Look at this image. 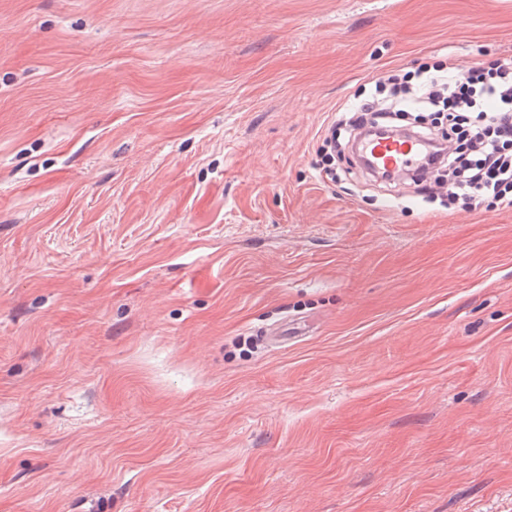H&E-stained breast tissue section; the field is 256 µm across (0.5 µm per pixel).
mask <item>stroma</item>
<instances>
[{
	"mask_svg": "<svg viewBox=\"0 0 512 512\" xmlns=\"http://www.w3.org/2000/svg\"><path fill=\"white\" fill-rule=\"evenodd\" d=\"M509 56L512 0H0V512H512V206L319 169Z\"/></svg>",
	"mask_w": 512,
	"mask_h": 512,
	"instance_id": "1",
	"label": "stroma"
}]
</instances>
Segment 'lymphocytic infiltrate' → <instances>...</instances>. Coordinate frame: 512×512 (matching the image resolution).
<instances>
[{"label":"lymphocytic infiltrate","mask_w":512,"mask_h":512,"mask_svg":"<svg viewBox=\"0 0 512 512\" xmlns=\"http://www.w3.org/2000/svg\"><path fill=\"white\" fill-rule=\"evenodd\" d=\"M415 79L407 96L389 100L386 108L374 96L349 112L351 132L362 135L382 115L441 108L448 128L424 134L431 153L414 179L418 192L434 197L444 170L460 206L477 209L489 199L512 205V58L475 63L449 81L425 67Z\"/></svg>","instance_id":"obj_1"}]
</instances>
